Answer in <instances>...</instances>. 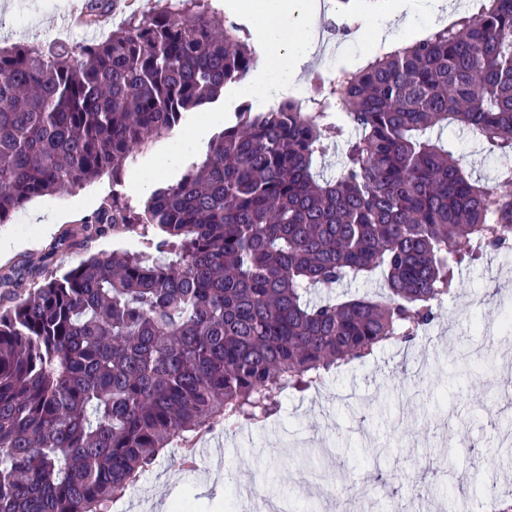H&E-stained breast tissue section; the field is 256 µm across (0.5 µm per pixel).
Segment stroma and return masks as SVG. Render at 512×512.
I'll return each mask as SVG.
<instances>
[{"instance_id": "stroma-1", "label": "stroma", "mask_w": 512, "mask_h": 512, "mask_svg": "<svg viewBox=\"0 0 512 512\" xmlns=\"http://www.w3.org/2000/svg\"><path fill=\"white\" fill-rule=\"evenodd\" d=\"M65 0H0V27L19 40L56 48L84 40L81 30L64 28ZM254 111L274 108L279 97L257 100L246 83L228 86L223 98L202 112L187 113L170 139L139 153L129 166L122 189L134 184L154 189L175 183L190 162L199 160L223 123L232 121L238 106ZM467 162L473 178L495 183L494 156L451 127L444 132ZM112 191L110 176L54 199L34 201L17 212L11 223L0 225V267L16 262L41 263L50 243L38 234L39 220H54L64 231L79 215L95 209ZM135 234L99 237L58 254L51 270L76 265L88 255L133 248ZM461 287L443 304L438 321L410 348H388L364 364L329 375L319 391H289L279 396L281 411L264 427L248 436L228 440L224 459L239 476L266 482L271 503L279 512H384L387 500L404 503L406 512H446L462 498L477 512H485L493 497L512 495V447L501 446L502 425L512 422V404L500 399L512 392V334L498 325L512 311V252L491 253L479 263L459 271ZM493 326L485 358L479 367L462 368L461 380L450 377L451 354L459 339L471 337L475 323ZM307 435L317 445L336 447L334 458L310 454L308 448L271 455L272 443ZM451 454L458 479L433 467ZM380 473L404 478L421 476L428 498L409 500L379 486L373 499L344 495L335 501L317 492L299 494L294 481L297 468L326 470L338 476L340 487L351 488L370 463ZM215 465L187 471L179 467L175 451H168L147 471L112 512H158L155 500L191 503V512H228L224 481L215 477Z\"/></svg>"}]
</instances>
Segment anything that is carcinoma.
I'll return each instance as SVG.
<instances>
[{"label": "carcinoma", "mask_w": 512, "mask_h": 512, "mask_svg": "<svg viewBox=\"0 0 512 512\" xmlns=\"http://www.w3.org/2000/svg\"><path fill=\"white\" fill-rule=\"evenodd\" d=\"M256 55L214 0H162L60 49L0 48V224L107 174L112 193L45 258L140 237L60 275L0 268V512H110L166 450L265 423L278 394L410 346L456 270L512 251V177L472 179L440 135L455 124L512 157V0L317 76L306 102L243 108L142 203L119 189L135 152ZM376 274L380 296H333Z\"/></svg>", "instance_id": "1"}]
</instances>
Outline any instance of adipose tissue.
<instances>
[{
	"label": "adipose tissue",
	"mask_w": 512,
	"mask_h": 512,
	"mask_svg": "<svg viewBox=\"0 0 512 512\" xmlns=\"http://www.w3.org/2000/svg\"><path fill=\"white\" fill-rule=\"evenodd\" d=\"M248 9L263 19L257 37L264 47L262 68L266 71L287 65L286 50L292 47L296 32L312 27L316 21V7L310 0H249ZM445 13V0H397L392 15L400 16L399 24H390V15L377 13L371 5L352 12L350 21L363 28L373 27L375 42L364 53L369 59L377 51L394 50L415 37L420 17L435 18Z\"/></svg>",
	"instance_id": "adipose-tissue-1"
}]
</instances>
